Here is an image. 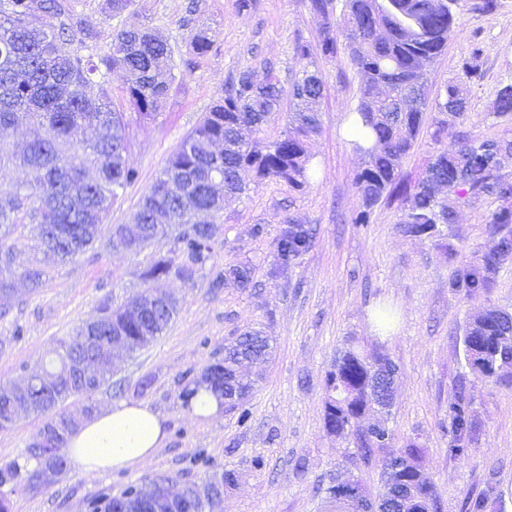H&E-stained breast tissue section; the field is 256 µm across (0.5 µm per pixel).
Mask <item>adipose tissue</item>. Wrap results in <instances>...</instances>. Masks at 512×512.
<instances>
[{
	"instance_id": "ef3b65f1",
	"label": "adipose tissue",
	"mask_w": 512,
	"mask_h": 512,
	"mask_svg": "<svg viewBox=\"0 0 512 512\" xmlns=\"http://www.w3.org/2000/svg\"><path fill=\"white\" fill-rule=\"evenodd\" d=\"M166 438L159 414L145 403L123 402L82 419L66 451L72 467L93 479L147 461Z\"/></svg>"
}]
</instances>
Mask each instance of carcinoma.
<instances>
[{"label":"carcinoma","instance_id":"carcinoma-1","mask_svg":"<svg viewBox=\"0 0 512 512\" xmlns=\"http://www.w3.org/2000/svg\"><path fill=\"white\" fill-rule=\"evenodd\" d=\"M309 9L322 21L318 46L307 42L296 45L299 59L307 61L289 89L281 86L272 73L257 83L249 71H242L227 83L224 98L213 105L198 125L186 135L168 157L160 175L141 197L132 223L151 225V233L129 243L123 233L126 225L112 232V247L136 251L154 239L172 233V225L185 230L173 241L171 256L157 261L145 273L155 279L173 274L191 279L212 257V238L196 225L199 216H213L224 210V198L211 194L215 177L224 181V194L245 193L249 184L242 175L251 174L259 185L275 180L293 189L310 177L311 154L308 142L320 131L317 106L323 96V80L314 69L320 59L332 60L340 39L353 65L362 76L356 112L371 145L356 144L365 154L364 167L356 185L362 199L358 222L365 223L370 211L382 199L393 196L405 201L403 230L429 238L441 236L439 226L451 224L455 207L448 197L439 196L443 185L448 193L490 195L500 205L492 214L490 240L479 259L463 264L455 272L451 287L471 294L490 287L498 265L512 260V184L497 177L501 157L512 151V143L486 139L478 144L455 141L441 150L414 184L404 182L403 159L415 145L429 109L425 93L426 70L442 52L454 21L448 0H342L335 12L334 0H308ZM73 36L69 17L59 0H5L0 2V131L18 125L30 128L31 139L20 152L0 146V178L10 171L25 169L33 178L13 182L0 191V226L9 234L17 224L37 225L34 249L50 252L62 261L83 254L97 241L119 192L138 180V172L124 156L127 124L122 114L112 111L105 87L106 76L114 70L127 74L126 93L135 113L144 119L156 118L164 108L175 79L172 50L160 34L144 29H121L113 35L109 53L94 56L78 52L65 54L59 41ZM212 39L204 30L191 34V47L198 57L206 55ZM289 101V127L280 138L266 142L259 137L283 98ZM440 112H462L465 101L459 87L448 83L434 101ZM496 114L512 115V85L499 90ZM81 139H73L75 131ZM177 181L183 193L166 190ZM308 229L289 230L277 242V255L283 263L306 249ZM10 249L0 241V307L10 303L13 277ZM143 290L116 309L104 308L99 317L100 341L94 358L103 361L89 379L73 378L55 394L27 390L13 400H0V417L13 413L46 418L44 427L55 426L59 438L57 458L66 459L67 437L73 425L57 412L70 397L98 391L112 378V333L124 337L134 354L153 343L177 314L178 302L155 308H139L146 298ZM79 327L72 336L56 343L54 353L64 350L83 353ZM464 361L477 378H499L501 363L512 364V314L489 308L469 320L461 338ZM271 339L259 332H248L224 349V360L202 374L201 380L187 384L180 392L184 406L202 383L219 396L224 390H237L248 397L254 381L241 376L237 365L244 357L266 362L274 354ZM387 381L371 375L370 361L352 348L339 352L334 368L324 384V424L327 432L339 431L353 438L356 448L367 459L382 444L352 421L361 409H372L376 400L372 389L384 391ZM451 420L448 450L457 457L466 454L479 428L473 418L465 384H460L448 406ZM407 463L397 474L386 471L387 457L381 458V491L372 498L363 481H358L363 502L354 512H384L396 508V499L416 488L421 469V449L414 443L405 448ZM135 487L119 496H108L92 503L93 512H112L114 502L126 501L130 512H166L157 502L143 507L135 500ZM491 491L469 496L463 512H487Z\"/></svg>","mask_w":512,"mask_h":512}]
</instances>
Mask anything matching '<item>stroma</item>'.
<instances>
[{
    "instance_id": "35a3bbf8",
    "label": "stroma",
    "mask_w": 512,
    "mask_h": 512,
    "mask_svg": "<svg viewBox=\"0 0 512 512\" xmlns=\"http://www.w3.org/2000/svg\"><path fill=\"white\" fill-rule=\"evenodd\" d=\"M239 2L132 0L118 16L108 0L66 2L75 31L88 38L61 42L63 52L103 54L118 30L150 29L170 44L176 79L161 114L140 120L128 103L124 73L108 75L112 108L129 123V161L139 179L114 203L90 250L61 263L33 250L34 225H16L5 237L15 271L37 262L47 276L35 288L16 280L11 305L0 314V387L39 372L56 342L97 319L103 307L121 306L145 289L166 293L179 304L167 331L135 354L114 353L110 385L89 399L69 398L61 409L77 420L89 405L143 402L165 419L168 438L135 468L88 480L69 467L34 488L29 477L45 464L27 446L44 419L20 416L0 431V467L18 472L4 488L11 512H88L89 500L157 475L197 481L226 470L235 471L238 482L225 489L223 512H327L325 489L339 475L361 478L377 492V463L324 428V378L348 347L369 357L388 353L398 364L389 421L393 446L413 440L423 448L440 512H462L466 497L489 487L498 512H512V382L473 377L461 346L471 317L490 307L512 309V261L501 265L485 292L467 296L449 286L455 268L485 245L498 203L487 197L460 203L454 224L433 239L401 230L402 203L395 199L375 205L368 223H356V175L365 158L342 124L356 110L361 77L346 53L318 63L325 89L321 131L309 144L310 182L299 191L270 182L225 200L213 258L194 279H144L150 265L169 256L171 239L136 253L109 247L113 226L130 223L170 154L223 97L230 75L247 70L260 81L272 72L289 85L303 67L294 54L296 41L315 45L321 39L308 0H250L244 9ZM197 30L212 38L202 57L193 56L190 45ZM474 57L481 66L476 79L465 68ZM427 78L433 97L457 83L466 109H428L426 130L402 162L408 182L418 180L440 151L432 137L436 126L473 143L512 141V117L495 114L498 90L512 84V0H460L448 43L428 66ZM293 220L310 229L311 243L282 271L276 242ZM243 265L253 271L250 288L226 276L223 288L211 289L217 273ZM252 329L276 345L274 358L259 367L262 377L252 394L215 417L194 416L182 403V388ZM461 382L480 435L457 458L448 451V404Z\"/></svg>"
}]
</instances>
